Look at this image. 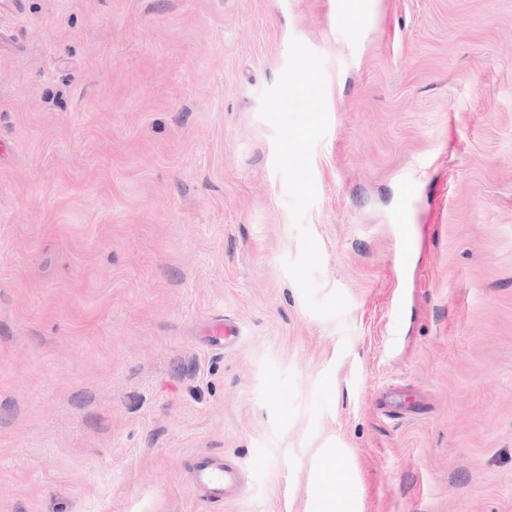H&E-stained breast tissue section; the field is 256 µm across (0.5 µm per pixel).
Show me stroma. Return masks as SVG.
Listing matches in <instances>:
<instances>
[{"mask_svg":"<svg viewBox=\"0 0 512 512\" xmlns=\"http://www.w3.org/2000/svg\"><path fill=\"white\" fill-rule=\"evenodd\" d=\"M347 2L0 0V512H512V0ZM193 479L196 490L206 498L219 502L226 490L237 484V470L225 467L213 456L201 455L194 461Z\"/></svg>","mask_w":512,"mask_h":512,"instance_id":"1","label":"stroma"}]
</instances>
